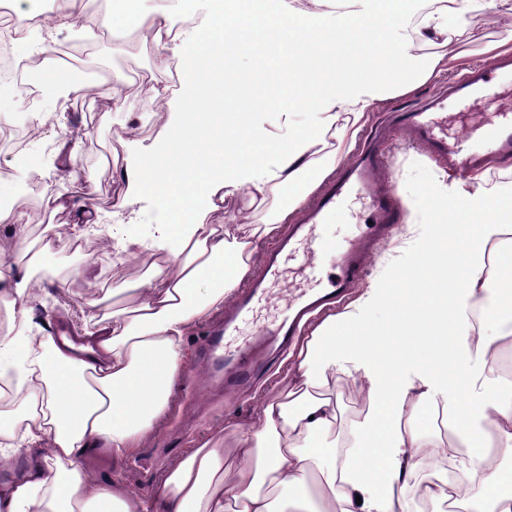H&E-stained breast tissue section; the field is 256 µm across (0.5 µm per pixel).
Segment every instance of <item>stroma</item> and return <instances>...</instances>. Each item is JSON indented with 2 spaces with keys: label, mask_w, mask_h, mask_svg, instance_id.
Here are the masks:
<instances>
[{
  "label": "stroma",
  "mask_w": 512,
  "mask_h": 512,
  "mask_svg": "<svg viewBox=\"0 0 512 512\" xmlns=\"http://www.w3.org/2000/svg\"><path fill=\"white\" fill-rule=\"evenodd\" d=\"M510 28L512 17L491 10L466 29L449 28L446 52L452 55L462 50L465 58L453 62L448 72L413 91L382 97L362 119L341 113L339 125L353 123L358 128L354 143L341 145L343 156L351 157L356 145L377 131L388 112L412 107L428 96L447 92L471 67L491 65L493 56L488 53V46L505 37ZM90 51L89 68L97 70L100 80L118 85L128 95L129 105L117 111L94 99L79 106L71 103L61 120L76 141L79 169L97 185L95 205L103 225L123 224L129 232L145 238L151 233L150 205H137L139 218L134 223L129 220L128 210L119 206L122 194L119 172L131 148L127 131L139 128V141L144 145L161 136L162 129L138 96L137 88L152 84L170 93L179 91L180 72L174 65L161 67L152 43L138 40L133 30L100 31ZM25 151L38 157L44 166L39 179L42 195L80 198L83 184L71 180L64 170L68 149L61 140H35L27 144ZM387 160L397 182L402 221L397 232L382 240L368 257L362 276L348 291L347 298L351 301L380 283L397 282L399 272L424 246L435 220L429 208L430 198L437 194L441 183L469 180L468 175L448 172L430 159L403 132L392 133ZM279 202V196L272 194L256 201L239 194L226 198L220 213L225 223L247 234L270 220ZM154 261V255L144 249L133 263L121 265L105 248L78 247L71 241L53 247L29 271L30 277L41 283L40 291L29 303L32 318L51 336L77 335L80 307L85 300L105 296L115 288L139 287ZM63 279L68 282L64 292L59 289ZM292 379L291 360L279 357L271 361L266 376L249 397L215 396L208 391L203 371L194 361H187L180 370L173 400L162 423L140 448L120 461L113 460L107 449L96 448L84 456L83 465L97 477L122 481L141 492L150 491L161 473L191 448L208 439L228 442L236 434L247 431L264 401L283 394Z\"/></svg>",
  "instance_id": "stroma-1"
}]
</instances>
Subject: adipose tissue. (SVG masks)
<instances>
[{"label": "adipose tissue", "mask_w": 512, "mask_h": 512, "mask_svg": "<svg viewBox=\"0 0 512 512\" xmlns=\"http://www.w3.org/2000/svg\"><path fill=\"white\" fill-rule=\"evenodd\" d=\"M210 0L205 18L173 31L164 0L142 13L141 0H112L107 25L147 28L163 66L182 74L177 96L155 86L162 139L126 164L123 205L150 201L151 248L162 257L135 298L93 301L81 309L88 345L57 342L33 329L27 298L35 285L18 261L32 248L18 184L0 173L14 202L0 208V377L16 373L21 405L0 410V512H411L409 487L455 512H512V391L479 388L472 358L489 361L512 346V286L486 271L487 248L512 234V189L476 180L442 185L430 201L442 221L428 248L402 273L385 328L349 312L331 314L301 345L283 397L265 401L248 433L231 444L203 443L167 469L145 494L86 470L82 456L110 449L130 455L165 415L195 326L224 307L249 273L254 235L218 218V201L286 189L271 234L339 160L315 162L325 136L352 141L339 113L364 115L400 79L414 90L448 69L447 54L418 59L415 42L447 43L450 23L488 9L512 15V0H451L411 26L414 0ZM94 0L65 11L18 9L12 39L42 58L41 87L56 105L86 85L57 66V37L73 29ZM254 55L243 73L230 67ZM311 125L274 156L261 117L300 107ZM479 224H471V217ZM481 311L471 323L467 307ZM420 367L421 384L402 371ZM350 379L367 405L363 419L341 422L327 380ZM451 393L448 435L426 404L432 389ZM504 460L490 470V458Z\"/></svg>", "instance_id": "1"}]
</instances>
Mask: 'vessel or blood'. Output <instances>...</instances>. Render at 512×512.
<instances>
[{
    "label": "vessel or blood",
    "instance_id": "vessel-or-blood-1",
    "mask_svg": "<svg viewBox=\"0 0 512 512\" xmlns=\"http://www.w3.org/2000/svg\"><path fill=\"white\" fill-rule=\"evenodd\" d=\"M509 67L512 68V57L501 56L494 67L463 76L449 98L430 99L422 106L398 113L396 121L431 159L461 171L481 162L480 156L469 149L476 139L489 141L500 154L512 155V86L497 81L498 70ZM452 102L464 104L469 112L493 103L498 109L471 127L466 136L458 137L448 133V105ZM352 197L363 200L370 225L360 236L336 247V271L332 277L323 278L318 256L325 245L316 231ZM400 222L396 183L382 143L377 140L363 148L335 178L322 183L312 204L265 252L262 269L250 285L234 292L223 326L208 331L198 346V362L206 372L208 385L228 391L245 387L260 367V351L274 346L286 348L301 336L303 319L309 312L338 302L361 276L371 248L380 238L390 236ZM299 252L304 255L301 268L307 288L289 298L278 322L260 324L248 340L231 345L229 338L236 335L239 322L267 299L268 285L281 276L284 258Z\"/></svg>",
    "mask_w": 512,
    "mask_h": 512
}]
</instances>
